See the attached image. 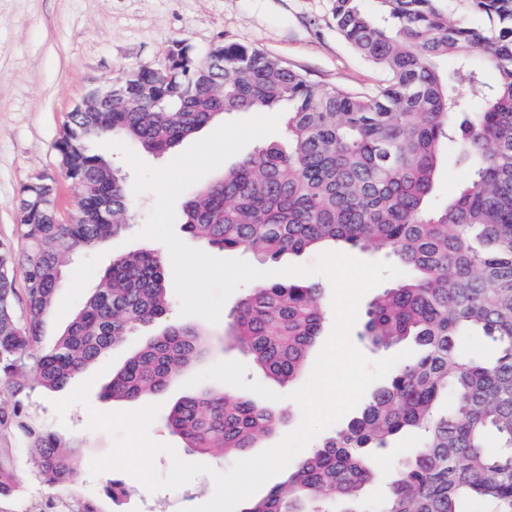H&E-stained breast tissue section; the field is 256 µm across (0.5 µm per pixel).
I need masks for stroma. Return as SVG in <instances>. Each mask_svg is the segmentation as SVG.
<instances>
[{
  "label": "stroma",
  "mask_w": 512,
  "mask_h": 512,
  "mask_svg": "<svg viewBox=\"0 0 512 512\" xmlns=\"http://www.w3.org/2000/svg\"><path fill=\"white\" fill-rule=\"evenodd\" d=\"M218 42L251 44L321 85L360 91L383 78L337 33L330 0H0V241L21 245L17 204L22 187L38 176L55 177L61 212L69 214L75 188L59 166L55 143L89 90L132 68L159 65L176 44L202 55ZM142 248L169 254L162 242L126 234L68 261L56 308L43 324L42 346L54 345L113 257ZM84 375L94 380L89 403L70 406L64 420L55 416L52 394L32 395L35 418L84 443L85 465L71 490L98 501L102 512H186L208 502L214 493L211 470H228L236 455L184 451L182 460L207 465V472L178 489L152 492L121 471L124 495L105 494L103 476L91 475L88 464L106 455L112 440L88 430V412L130 411L139 404L102 398L111 378L102 363Z\"/></svg>",
  "instance_id": "35a3bbf8"
}]
</instances>
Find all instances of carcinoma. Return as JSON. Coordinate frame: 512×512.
Segmentation results:
<instances>
[{"instance_id": "cac0c4a2", "label": "carcinoma", "mask_w": 512, "mask_h": 512, "mask_svg": "<svg viewBox=\"0 0 512 512\" xmlns=\"http://www.w3.org/2000/svg\"><path fill=\"white\" fill-rule=\"evenodd\" d=\"M332 0L336 31L384 79L367 91L311 83L246 43L214 48L208 70L187 46L166 64L169 79L138 67L122 100L70 118L56 142L78 190L79 218L37 204L43 183L21 190L24 245L0 244V497L22 476L19 440L49 487L70 484L83 441L29 412L35 389L68 386L137 328L157 332L105 386L103 397L136 401L163 393L213 348L209 334L170 321L161 255H119L50 349L42 325L53 310L67 257L130 225L129 186L90 140L122 136L161 155L215 119L288 105V149L254 152L182 204L183 229L222 251L276 262L343 244L397 259L402 275L370 304L361 336L389 348L411 338L420 352L397 363L358 414L336 427L295 469L243 512H512V0ZM486 19L470 27L468 13ZM494 70V83L483 71ZM453 148L468 172L448 200L433 202ZM112 203L101 217L100 199ZM21 267L23 291L15 285ZM315 282L259 284L224 329L265 375L291 384L304 373L327 312ZM284 411L203 390L168 409L169 432L190 452L252 447ZM393 462L388 478L380 463ZM384 480L385 494L361 491Z\"/></svg>"}]
</instances>
